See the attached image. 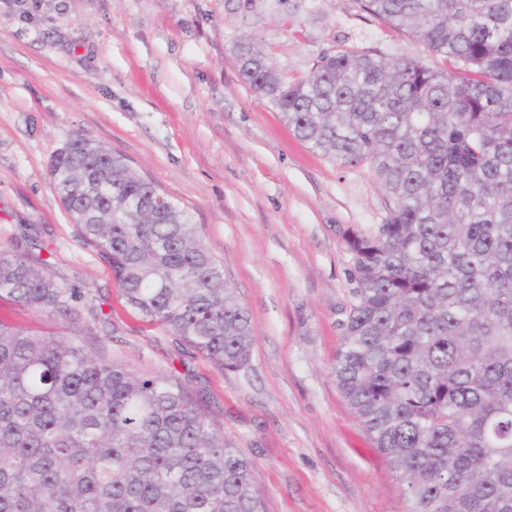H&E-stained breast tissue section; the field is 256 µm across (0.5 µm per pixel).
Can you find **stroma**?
<instances>
[{
    "instance_id": "stroma-1",
    "label": "stroma",
    "mask_w": 512,
    "mask_h": 512,
    "mask_svg": "<svg viewBox=\"0 0 512 512\" xmlns=\"http://www.w3.org/2000/svg\"><path fill=\"white\" fill-rule=\"evenodd\" d=\"M249 40L293 81L329 51L443 65L356 0H0V249L45 260L76 295L71 316H11L203 393L268 512H408L333 373L354 288L341 231L384 223L385 196L368 165L313 151L243 82ZM77 135L190 213L250 313L246 367L220 369L124 308L51 181Z\"/></svg>"
}]
</instances>
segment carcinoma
<instances>
[{
    "label": "carcinoma",
    "instance_id": "obj_1",
    "mask_svg": "<svg viewBox=\"0 0 512 512\" xmlns=\"http://www.w3.org/2000/svg\"><path fill=\"white\" fill-rule=\"evenodd\" d=\"M443 59L338 51L242 79L294 134L370 166L382 224L350 226L354 300L334 374L409 512H512V0H357ZM51 179L126 305L225 370L249 312L189 213L79 135ZM45 264L0 251V302L70 309ZM0 512H266L255 464L178 379L0 318Z\"/></svg>",
    "mask_w": 512,
    "mask_h": 512
}]
</instances>
